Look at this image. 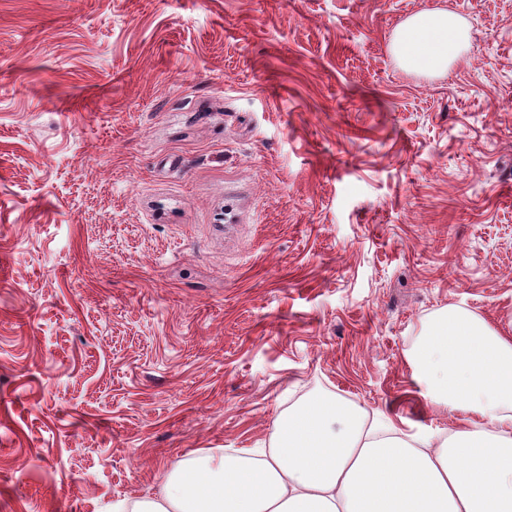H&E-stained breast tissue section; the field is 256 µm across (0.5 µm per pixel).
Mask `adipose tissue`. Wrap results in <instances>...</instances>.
Segmentation results:
<instances>
[{
    "mask_svg": "<svg viewBox=\"0 0 512 512\" xmlns=\"http://www.w3.org/2000/svg\"><path fill=\"white\" fill-rule=\"evenodd\" d=\"M454 13L426 10L394 33L407 69L436 73L465 50ZM446 435L382 433L323 394L282 412L262 451L188 457L159 493L115 512H512V336L460 307L437 313L408 353Z\"/></svg>",
    "mask_w": 512,
    "mask_h": 512,
    "instance_id": "obj_1",
    "label": "adipose tissue"
}]
</instances>
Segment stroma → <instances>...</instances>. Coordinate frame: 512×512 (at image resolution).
<instances>
[{"label": "stroma", "mask_w": 512, "mask_h": 512, "mask_svg": "<svg viewBox=\"0 0 512 512\" xmlns=\"http://www.w3.org/2000/svg\"><path fill=\"white\" fill-rule=\"evenodd\" d=\"M445 9L447 71L391 39ZM512 336V0H0V512H106L407 354ZM468 33L447 10H426L407 19L394 33L391 48L407 69L442 72L465 50Z\"/></svg>", "instance_id": "obj_1"}]
</instances>
